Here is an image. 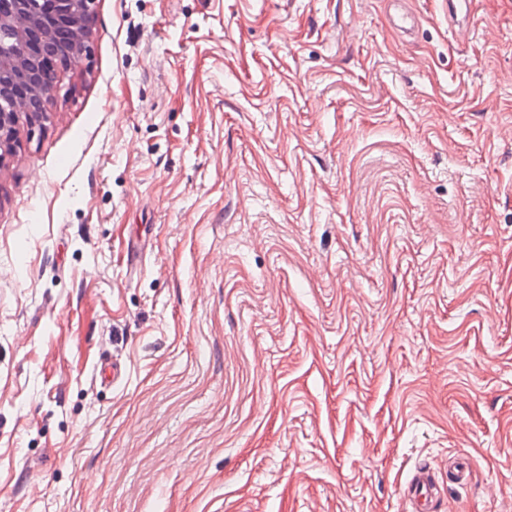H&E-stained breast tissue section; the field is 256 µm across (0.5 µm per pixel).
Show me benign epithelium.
Returning a JSON list of instances; mask_svg holds the SVG:
<instances>
[{"mask_svg": "<svg viewBox=\"0 0 512 512\" xmlns=\"http://www.w3.org/2000/svg\"><path fill=\"white\" fill-rule=\"evenodd\" d=\"M96 0H0V26L15 32L11 51L0 52V152L16 143L20 117L29 124L42 122L47 103L56 90V81L40 87L38 71L43 53L40 38L53 26L69 30L73 49L54 57L45 65L52 75L88 53Z\"/></svg>", "mask_w": 512, "mask_h": 512, "instance_id": "benign-epithelium-1", "label": "benign epithelium"}]
</instances>
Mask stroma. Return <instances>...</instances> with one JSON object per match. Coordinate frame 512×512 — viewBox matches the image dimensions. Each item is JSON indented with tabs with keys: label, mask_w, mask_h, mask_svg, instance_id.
Here are the masks:
<instances>
[{
	"label": "stroma",
	"mask_w": 512,
	"mask_h": 512,
	"mask_svg": "<svg viewBox=\"0 0 512 512\" xmlns=\"http://www.w3.org/2000/svg\"><path fill=\"white\" fill-rule=\"evenodd\" d=\"M407 7L96 0L0 158V512H512V0ZM477 4L475 0H448V26L451 32L460 37L469 35ZM440 482L426 466L416 468L409 476L403 495L411 507L408 512H426L439 497Z\"/></svg>",
	"instance_id": "35a3bbf8"
}]
</instances>
